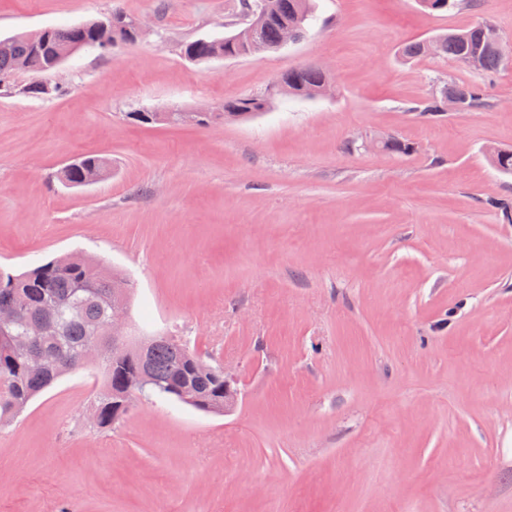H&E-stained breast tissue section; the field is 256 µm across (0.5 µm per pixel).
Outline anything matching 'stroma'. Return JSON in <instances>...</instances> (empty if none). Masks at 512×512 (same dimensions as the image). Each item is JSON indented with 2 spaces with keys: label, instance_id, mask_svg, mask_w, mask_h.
Instances as JSON below:
<instances>
[{
  "label": "stroma",
  "instance_id": "stroma-1",
  "mask_svg": "<svg viewBox=\"0 0 512 512\" xmlns=\"http://www.w3.org/2000/svg\"><path fill=\"white\" fill-rule=\"evenodd\" d=\"M313 7L296 43L191 61L239 0H0V39L114 11L145 31L72 55L45 98L0 96V267L94 256L134 286L133 336L186 341L239 389L223 415L140 399L101 431V371L63 377L0 427V512H512V174L490 161L512 148V67L399 57L484 18L512 48V0ZM306 63L331 95L128 118L220 112ZM449 81L485 107L415 111ZM85 155L110 175L61 183ZM424 40H415L404 44L399 51L401 59L404 62H411L428 56V52L429 54H434L438 51V42L436 40L429 42L427 46ZM262 99L253 96L238 98L232 101L225 102L224 112H131L129 118L142 124L153 123H167V124H182L186 122H195L199 125H206L209 122L216 120L228 119L229 117H238L237 108L251 104L250 106L255 109H263ZM132 116V117H131Z\"/></svg>",
  "mask_w": 512,
  "mask_h": 512
}]
</instances>
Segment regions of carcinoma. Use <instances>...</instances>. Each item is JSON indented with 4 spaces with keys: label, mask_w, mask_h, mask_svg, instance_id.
I'll use <instances>...</instances> for the list:
<instances>
[{
    "label": "carcinoma",
    "mask_w": 512,
    "mask_h": 512,
    "mask_svg": "<svg viewBox=\"0 0 512 512\" xmlns=\"http://www.w3.org/2000/svg\"><path fill=\"white\" fill-rule=\"evenodd\" d=\"M243 9H267L266 25L260 40L268 50H275L284 26L295 22L303 25L312 18L310 0H239ZM498 34L488 18L460 32L438 35L439 54L465 66L469 58L480 54L483 73L502 69L496 52L487 49L491 35ZM125 35L99 20L87 21L67 28L47 27L41 44L29 35L0 39V76H13V83L0 87L9 95L17 90L40 98L49 93L43 83H29L16 88L18 60L28 59L35 74H48L45 59L69 57L70 51L86 47L108 50L122 42ZM184 56L235 58L242 56L241 45L224 40L196 39L182 44ZM400 57L405 62L428 56L423 40L404 44ZM288 94L307 97L310 91L327 82V76L315 64H305L284 74ZM444 89L461 101L464 111L471 112L486 105L483 92L477 86H462L450 82ZM262 108V99L253 96L224 103L222 112H132V120L142 124H182L195 122L206 125L233 116L243 105ZM415 112L437 116L443 111L440 95L432 94L413 107ZM107 162L97 156H83L61 171V181L68 186H87L106 176ZM123 282L126 290L121 298L128 304L133 285L120 273L102 267L90 270L81 256H64L21 273L0 270V310L9 308L17 313V322L0 328V426L13 421L41 392L58 379L85 368L78 354L91 342L97 344L100 358L97 365L104 373V384L94 401L97 427L108 429L116 423V413L130 393L150 399L174 398L198 411L224 414L223 367L201 360L187 345L169 337L144 344L145 350L112 351V336L108 324L115 286ZM18 341L26 342L40 353L54 357L56 367L42 369L28 363L15 350Z\"/></svg>",
    "instance_id": "carcinoma-1"
}]
</instances>
